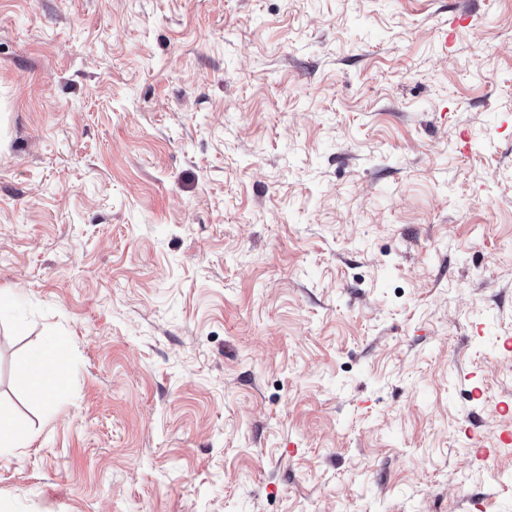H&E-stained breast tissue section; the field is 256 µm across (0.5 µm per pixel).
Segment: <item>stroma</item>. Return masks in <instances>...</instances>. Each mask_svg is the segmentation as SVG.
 <instances>
[{
    "instance_id": "stroma-1",
    "label": "stroma",
    "mask_w": 512,
    "mask_h": 512,
    "mask_svg": "<svg viewBox=\"0 0 512 512\" xmlns=\"http://www.w3.org/2000/svg\"><path fill=\"white\" fill-rule=\"evenodd\" d=\"M0 292V512H512V0H0ZM65 349L66 343L60 338L31 351L20 363L19 377L35 396L43 395L48 389L59 394L65 391L60 368ZM29 433L26 428L16 424L8 408L0 402V449H16V445L28 440Z\"/></svg>"
}]
</instances>
